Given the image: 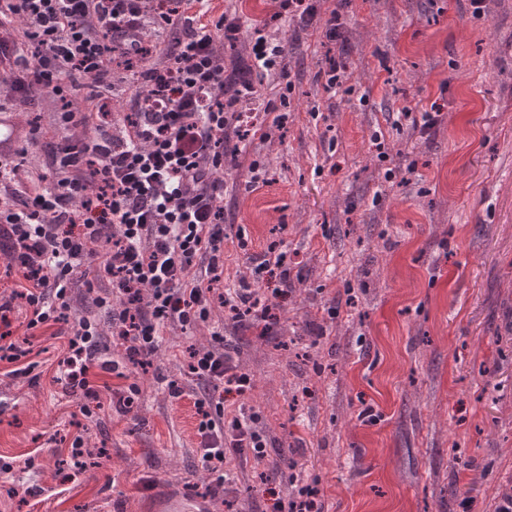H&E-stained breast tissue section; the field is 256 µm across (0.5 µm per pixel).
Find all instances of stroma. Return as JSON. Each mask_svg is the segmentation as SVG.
Returning a JSON list of instances; mask_svg holds the SVG:
<instances>
[{"label": "stroma", "instance_id": "stroma-1", "mask_svg": "<svg viewBox=\"0 0 512 512\" xmlns=\"http://www.w3.org/2000/svg\"><path fill=\"white\" fill-rule=\"evenodd\" d=\"M212 8L241 23L225 65L251 62L258 29L288 41L284 76L258 87L264 103L286 96L287 125L249 136L224 167V283L277 241L294 288L269 336L212 313L253 380L225 407L260 413L268 455L233 461L226 489L202 466L185 361L208 326L167 328L135 374L132 411L89 419L56 378L64 338L44 336L33 370H0V461L12 465L0 512H158L183 493L251 512L314 476L325 512H495L512 486V0H483L478 15L470 0H323L342 44L295 20L270 26L273 0ZM333 60L346 76L329 92ZM434 106L442 121L427 133L397 117ZM14 117L40 126L23 145L36 174L57 114L39 100ZM255 160L269 184L251 185ZM332 306L314 339L308 323ZM82 423L109 455L102 468L60 460ZM22 486L43 488L40 503L12 495Z\"/></svg>", "mask_w": 512, "mask_h": 512}]
</instances>
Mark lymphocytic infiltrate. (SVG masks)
<instances>
[{"mask_svg":"<svg viewBox=\"0 0 512 512\" xmlns=\"http://www.w3.org/2000/svg\"><path fill=\"white\" fill-rule=\"evenodd\" d=\"M321 0H277L276 18L324 26L328 41L344 40L337 15L321 18ZM178 30L172 42L147 31ZM241 29L238 17L211 16L210 0H0V97L67 99L83 84L105 99L114 83L135 86L125 124L103 112L65 109L50 154L48 188L13 184L17 157L0 158V257L19 277L0 301V362L31 355L11 330L15 309L29 311V331L68 328L61 364L80 410L109 397L128 414L140 394L131 377L147 370L167 327L210 324L214 307L236 323L271 332L281 319L291 273L287 254L270 244L251 278L275 277L272 289L223 288L224 143L248 136L245 105L259 97L254 84L224 71V44ZM92 127L75 140L71 129ZM83 279L104 309L113 356L101 358L94 321L72 318V285ZM113 383H98L97 372ZM189 372L205 382L193 401L204 468L225 483L240 456L266 457L257 413L226 416L224 396L244 395L251 377L227 352L220 327L208 345L189 351Z\"/></svg>","mask_w":512,"mask_h":512,"instance_id":"obj_1","label":"lymphocytic infiltrate"}]
</instances>
